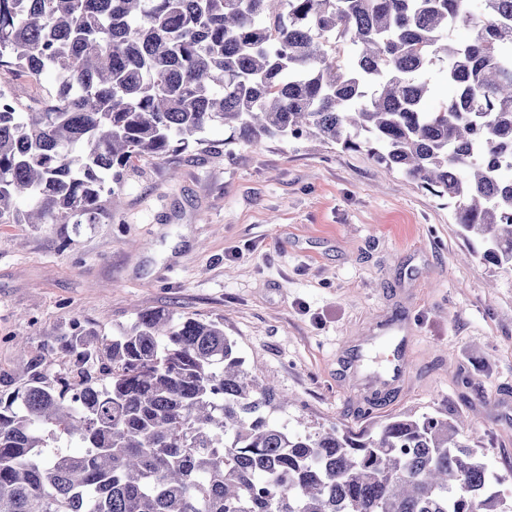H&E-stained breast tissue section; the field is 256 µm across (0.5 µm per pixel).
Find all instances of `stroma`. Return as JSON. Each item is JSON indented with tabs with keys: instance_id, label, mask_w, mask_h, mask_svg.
<instances>
[{
	"instance_id": "1",
	"label": "stroma",
	"mask_w": 512,
	"mask_h": 512,
	"mask_svg": "<svg viewBox=\"0 0 512 512\" xmlns=\"http://www.w3.org/2000/svg\"><path fill=\"white\" fill-rule=\"evenodd\" d=\"M212 144L139 162L94 224H0V371L72 321L103 333L168 309L224 322L289 428L398 413L466 419L512 501V270L467 243L445 201L363 151L314 140ZM400 319L401 376L352 371ZM470 386H463V379Z\"/></svg>"
}]
</instances>
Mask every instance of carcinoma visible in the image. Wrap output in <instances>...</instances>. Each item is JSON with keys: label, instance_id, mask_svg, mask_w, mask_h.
Returning <instances> with one entry per match:
<instances>
[{"label": "carcinoma", "instance_id": "1", "mask_svg": "<svg viewBox=\"0 0 512 512\" xmlns=\"http://www.w3.org/2000/svg\"><path fill=\"white\" fill-rule=\"evenodd\" d=\"M511 54L512 0H0V71L48 84L28 112L0 88V224L93 223L221 128L229 157L365 147L512 268ZM284 403L220 320L75 323L0 373V512H512L446 417L311 433Z\"/></svg>", "mask_w": 512, "mask_h": 512}]
</instances>
